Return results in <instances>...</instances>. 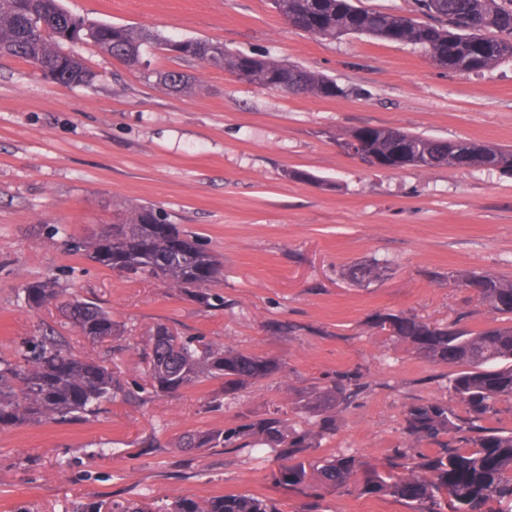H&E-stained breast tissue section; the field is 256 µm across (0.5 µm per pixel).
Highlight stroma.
I'll list each match as a JSON object with an SVG mask.
<instances>
[{"instance_id":"stroma-1","label":"stroma","mask_w":512,"mask_h":512,"mask_svg":"<svg viewBox=\"0 0 512 512\" xmlns=\"http://www.w3.org/2000/svg\"><path fill=\"white\" fill-rule=\"evenodd\" d=\"M72 14L143 28L172 40L206 39L324 73L349 96L285 94L224 70L146 53L133 69L91 44L74 50L97 72L62 86L24 61L0 57V357L52 332L76 353L140 380V351L159 323L186 336L278 360L272 379L225 396L205 379L173 396L118 399L97 417L0 431V512H85L96 502L165 506L248 493L283 512L307 497L276 483L267 450L178 448L188 431L239 424L271 404L289 425L293 389L362 370L367 391L341 412L314 457L342 451L380 461L406 443L402 414L419 399L452 401V367L419 358L372 322L407 311L446 322L489 317L449 273L512 280V177L364 166L336 147L345 131L400 127L430 137L512 147V60L480 75L435 66L424 49L369 36L339 39L288 26L270 0H62ZM179 69L199 89L177 95L158 73ZM310 173L307 181L295 171ZM151 204L224 259V305L209 308L156 280H129L69 252L114 220L113 202ZM389 263L357 285V262ZM56 280L68 295L111 311L122 329L89 342L49 305L19 300L26 282ZM299 327L277 335L274 323ZM318 512H411L404 504L325 493Z\"/></svg>"}]
</instances>
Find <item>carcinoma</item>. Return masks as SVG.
Instances as JSON below:
<instances>
[{"mask_svg":"<svg viewBox=\"0 0 512 512\" xmlns=\"http://www.w3.org/2000/svg\"><path fill=\"white\" fill-rule=\"evenodd\" d=\"M274 9L298 30L325 38L369 35L384 40L407 31L408 43L423 48L439 68L478 74L512 59V0H416L410 15L370 11L352 0H272ZM46 28L34 30L33 16ZM169 39L150 31L88 21L65 10L61 0H0V55L21 59L51 81L89 86L96 73L65 43H91L116 60L142 64L143 49L163 50ZM216 55L208 65L235 75L245 72L250 82L285 93L334 98L353 93L333 79L264 53L236 54L218 42L182 40L177 57L204 62L202 50ZM160 82L169 90L193 92L183 72L168 70ZM336 141L369 156L370 165L385 169L444 166L445 156L462 169L484 168L512 176V148L466 140L424 136L397 127L353 128ZM182 242L176 254L156 224ZM71 250L127 277L153 278L169 288L188 291L206 306L224 305L211 287L223 280L224 263L199 246L177 225L150 205L121 206L116 223L104 224L88 238L74 239ZM390 267L363 262L348 268L352 282H377ZM460 288L487 307L490 324L472 330L463 317L428 322L405 311L379 312L376 328L411 346L421 358L454 366L449 390L464 407L459 413L440 400L419 399L403 413V434L413 445L397 448L386 461L363 462L349 453L320 459L309 453L336 434V415L355 404L365 391L360 372L339 374L329 382L299 389L290 404L295 412L314 420L308 428L288 427L279 406L260 416L241 414L244 423L224 429L187 432L180 448H256L274 450L281 461L276 481L307 496L322 490L355 491L392 499L413 512H512V430L485 426L498 413L497 404L512 401V280L475 271L456 276ZM22 300L31 309L54 302L77 332L96 342L121 335L112 313L94 303L67 297L50 281L28 282ZM143 357L149 367L152 393L176 394L202 378L224 380V395L248 384L267 380L280 369L273 358L226 349L201 337H179L159 323L153 328ZM145 387L131 388L97 360L74 353L51 335L27 344L15 360L0 358V429L20 423H43L86 418L107 403L122 398L142 400ZM172 512H280L276 504L251 494H233L196 501L181 498Z\"/></svg>","mask_w":512,"mask_h":512,"instance_id":"1","label":"carcinoma"}]
</instances>
